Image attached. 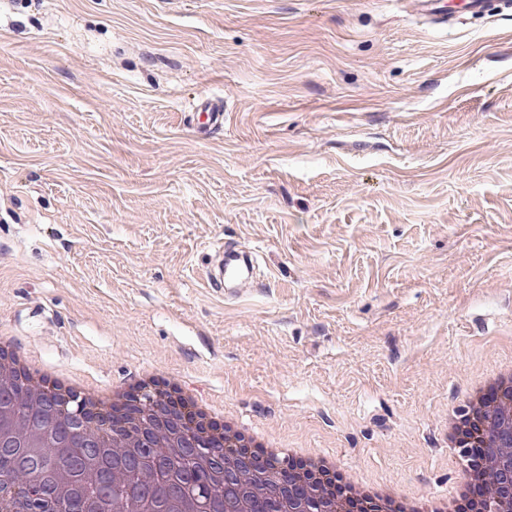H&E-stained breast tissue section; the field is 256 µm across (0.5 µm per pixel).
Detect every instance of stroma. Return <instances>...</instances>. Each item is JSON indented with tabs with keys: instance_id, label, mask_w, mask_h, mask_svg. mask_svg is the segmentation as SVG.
I'll return each mask as SVG.
<instances>
[{
	"instance_id": "1",
	"label": "stroma",
	"mask_w": 512,
	"mask_h": 512,
	"mask_svg": "<svg viewBox=\"0 0 512 512\" xmlns=\"http://www.w3.org/2000/svg\"><path fill=\"white\" fill-rule=\"evenodd\" d=\"M412 3L0 0V331L446 492L448 408L512 357V9ZM218 275L209 278L208 283L213 288H222L224 277L229 280H235L242 276H248L250 273V265L244 256L235 253H228L217 262Z\"/></svg>"
}]
</instances>
